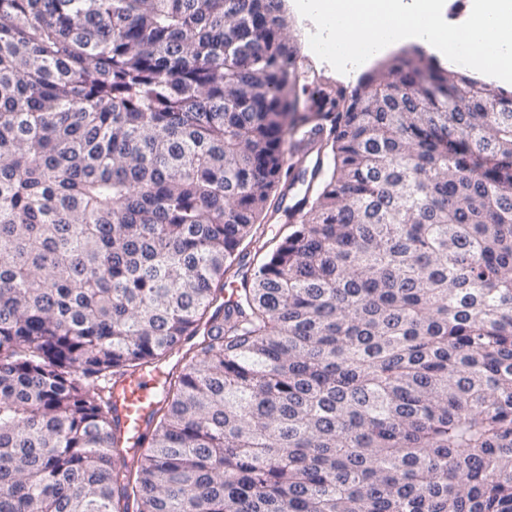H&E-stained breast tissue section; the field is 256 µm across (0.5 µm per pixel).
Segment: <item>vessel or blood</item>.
<instances>
[{
    "label": "vessel or blood",
    "instance_id": "b4317fda",
    "mask_svg": "<svg viewBox=\"0 0 512 512\" xmlns=\"http://www.w3.org/2000/svg\"><path fill=\"white\" fill-rule=\"evenodd\" d=\"M155 372L142 370L127 375L114 392V418L129 443L144 446L148 433L147 417L156 398Z\"/></svg>",
    "mask_w": 512,
    "mask_h": 512
}]
</instances>
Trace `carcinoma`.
Returning a JSON list of instances; mask_svg holds the SVG:
<instances>
[{
  "label": "carcinoma",
  "instance_id": "carcinoma-1",
  "mask_svg": "<svg viewBox=\"0 0 512 512\" xmlns=\"http://www.w3.org/2000/svg\"><path fill=\"white\" fill-rule=\"evenodd\" d=\"M285 29L0 0V512H512V93L419 51L301 114ZM157 377L153 371L142 370L127 375L114 392V418L130 444L145 446L148 414L156 398Z\"/></svg>",
  "mask_w": 512,
  "mask_h": 512
}]
</instances>
